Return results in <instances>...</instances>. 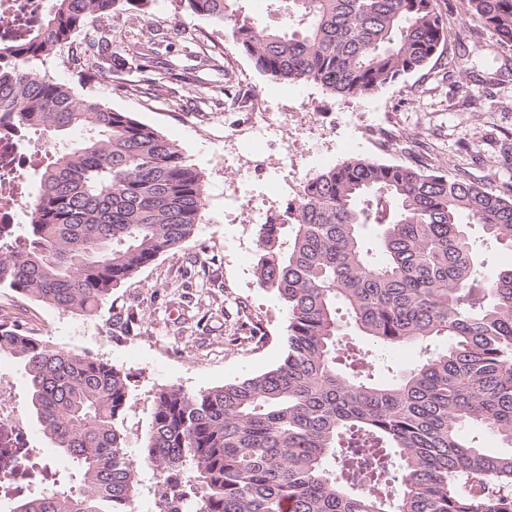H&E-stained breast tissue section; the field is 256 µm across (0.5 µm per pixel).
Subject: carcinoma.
Segmentation results:
<instances>
[{"instance_id":"cac0c4a2","label":"carcinoma","mask_w":512,"mask_h":512,"mask_svg":"<svg viewBox=\"0 0 512 512\" xmlns=\"http://www.w3.org/2000/svg\"><path fill=\"white\" fill-rule=\"evenodd\" d=\"M155 0H52L37 33L0 61V106L54 139L80 131L41 175L25 251L0 244V287L92 317L118 285L196 232L204 176L156 129L78 98L30 68L74 53L85 25ZM273 80L319 83L344 99L374 94L440 58L448 21L437 0H290L279 29L239 0H182ZM479 50L512 44V0H462ZM147 55L114 56L129 69ZM297 200L257 225L255 275L288 313L279 364L208 391L172 385L152 401L146 460L159 512H512V268L485 264L469 225L512 248V198L434 166L348 158L305 179ZM377 228L369 253L366 229ZM382 346L448 339L398 380L371 379L358 356L338 366L341 323ZM0 354L27 378L29 402L74 480L11 512H133L138 470L126 449L127 375L0 322ZM470 438L477 437L476 440L481 448H487L493 453H508L511 451L510 444L503 441L499 436L493 434L487 429L474 428L469 432Z\"/></svg>"}]
</instances>
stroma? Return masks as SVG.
Segmentation results:
<instances>
[{
	"mask_svg": "<svg viewBox=\"0 0 512 512\" xmlns=\"http://www.w3.org/2000/svg\"><path fill=\"white\" fill-rule=\"evenodd\" d=\"M123 34H160L151 67L113 68L109 76L87 78L80 57L50 55L34 67L80 96L135 118L176 142L206 180V206L193 238L176 253H165L112 292L95 316L36 310L48 331L43 340L69 351L112 362L128 377L125 416L127 449L138 464L135 512H154L157 473L142 447L151 427V404L162 387L199 392L273 368L283 354L288 314L276 294L254 275L257 237L247 211L224 215V196L260 195L265 207L284 211L291 198L269 175L289 160L302 177L327 168V160L351 156L409 165L433 164L500 192L512 186V154L499 147L512 133V80L485 87L487 61L468 51L474 71L467 78L449 67L463 51L449 40L441 61L376 93L353 100L321 86L302 88L257 71L234 45L231 32L188 11L180 0H157L148 12L125 13L113 21ZM225 93H217V86ZM278 101L288 110L287 141L257 152L240 147L235 168L224 166V134L246 122L254 106ZM386 123L400 134L396 153H376L368 130ZM135 320L131 332L113 329L112 313ZM343 345L368 353L377 380L387 381L414 364L420 347L386 348L344 324Z\"/></svg>",
	"mask_w": 512,
	"mask_h": 512,
	"instance_id": "obj_1",
	"label": "stroma"
}]
</instances>
